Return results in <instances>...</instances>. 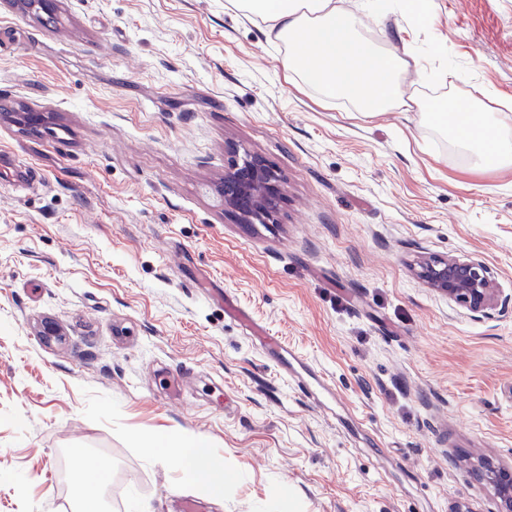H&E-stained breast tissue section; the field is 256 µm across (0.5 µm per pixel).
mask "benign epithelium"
<instances>
[{
	"label": "benign epithelium",
	"instance_id": "1",
	"mask_svg": "<svg viewBox=\"0 0 512 512\" xmlns=\"http://www.w3.org/2000/svg\"><path fill=\"white\" fill-rule=\"evenodd\" d=\"M224 184L218 189L224 211L241 223H273L281 200L277 175L248 153L227 146ZM418 277L434 292L476 316L502 303V290L485 263L475 259L425 258ZM474 474L496 499L498 512H512V461L482 455Z\"/></svg>",
	"mask_w": 512,
	"mask_h": 512
}]
</instances>
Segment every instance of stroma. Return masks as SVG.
Masks as SVG:
<instances>
[{
    "instance_id": "stroma-1",
    "label": "stroma",
    "mask_w": 512,
    "mask_h": 512,
    "mask_svg": "<svg viewBox=\"0 0 512 512\" xmlns=\"http://www.w3.org/2000/svg\"><path fill=\"white\" fill-rule=\"evenodd\" d=\"M225 2L61 0L49 28L0 0V512H71L74 448L111 463V512H497L458 461L512 460V167L287 83ZM337 2L414 45L407 96L512 117V0H431L423 26ZM228 142L280 176L276 223L225 214ZM448 256L506 302L477 317L415 276ZM253 324L324 370L349 428ZM157 434L205 437L234 481L184 485L142 457Z\"/></svg>"
}]
</instances>
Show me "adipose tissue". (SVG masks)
Returning a JSON list of instances; mask_svg holds the SVG:
<instances>
[{"label": "adipose tissue", "mask_w": 512, "mask_h": 512, "mask_svg": "<svg viewBox=\"0 0 512 512\" xmlns=\"http://www.w3.org/2000/svg\"><path fill=\"white\" fill-rule=\"evenodd\" d=\"M247 18L258 19L273 41L283 43L279 57L286 81L315 90L322 98H346L355 112L371 118L382 112L415 109L432 126L451 134L476 166H512V126L498 114L467 99L435 102L405 96L402 75L412 59L410 43L386 49L363 37L358 17L336 0H228ZM145 459L174 465L190 484L206 483L221 494L227 474L207 439L188 437L177 448L149 440ZM78 477L76 512H106L110 468L84 449L71 453Z\"/></svg>", "instance_id": "ef3b65f1"}]
</instances>
